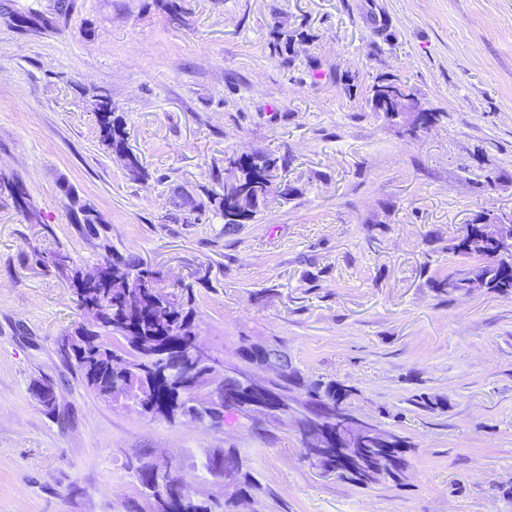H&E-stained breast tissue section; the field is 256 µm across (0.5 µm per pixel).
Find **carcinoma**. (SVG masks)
I'll use <instances>...</instances> for the list:
<instances>
[{
	"label": "carcinoma",
	"mask_w": 512,
	"mask_h": 512,
	"mask_svg": "<svg viewBox=\"0 0 512 512\" xmlns=\"http://www.w3.org/2000/svg\"><path fill=\"white\" fill-rule=\"evenodd\" d=\"M102 142L107 148L123 153L126 151L125 131L122 118L115 114L112 102L102 96L95 102ZM224 161L234 163L239 173V182L251 189L254 195L267 193L290 194L291 189L279 174L281 159L270 154L257 153L249 162L236 164V157ZM75 214H81L80 221L86 224L94 235H100V215L89 205L73 198L70 203ZM220 214L226 224H241L252 214L237 210L235 199L223 197L219 202ZM448 250L464 258L481 261V274L487 291L498 295H512V249L507 246L477 244L468 249L461 248L458 240L448 245ZM102 266L112 269V275L126 283L124 288H108L104 284L82 285L72 282L78 305L86 320L73 333L66 336L62 349L81 384L97 398L111 405L123 404L121 396H127V408L154 418L173 421L179 415L190 413V403L199 394L210 398L223 409H232L246 417L252 409L249 399L252 386L247 370L238 366L234 370L238 378L231 381L236 397L224 402V386L211 389L207 385L210 376L224 380L223 354L214 358V364L207 362L189 363V355L199 342L195 325V300L193 288L189 285L180 293H170L161 286L159 273L144 266L133 257L112 253ZM281 362L282 372L272 379V389L288 393L297 387L305 390L306 399L301 408L313 417L320 432L302 438L303 448L311 443L324 442V431L333 429L331 413L336 405L351 406L355 389L334 380L318 379L309 383L301 381L298 371L293 368L288 354L279 346L272 347ZM191 374L197 390L181 386L186 374ZM390 457L371 448L366 451L367 464L375 467L380 479L399 480L407 466V452L410 445L402 438L391 435ZM328 464L337 477L356 485H366L370 480L354 473L341 462L332 458ZM138 498L131 502L134 512H167L159 499L157 475L149 463L135 471ZM235 490L220 500H201L185 487L180 486L179 498L171 505L172 512H232L236 500L251 487L247 480L235 479Z\"/></svg>",
	"instance_id": "cac0c4a2"
}]
</instances>
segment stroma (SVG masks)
Here are the masks:
<instances>
[{"instance_id":"35a3bbf8","label":"stroma","mask_w":512,"mask_h":512,"mask_svg":"<svg viewBox=\"0 0 512 512\" xmlns=\"http://www.w3.org/2000/svg\"><path fill=\"white\" fill-rule=\"evenodd\" d=\"M383 79L437 121L408 137L373 112ZM96 94L146 179L102 143ZM246 153L287 157L292 192L230 226L211 200ZM0 175L28 192L0 193V512H127L158 456L222 499L202 463L228 451L254 483L235 512H512V296L448 290L449 240L512 211V0H0ZM73 195L114 251L193 285L212 349L278 344L303 379L356 388L413 443L403 481L321 474L283 415L168 423L85 390L59 350L73 289L35 257L103 262Z\"/></svg>"}]
</instances>
